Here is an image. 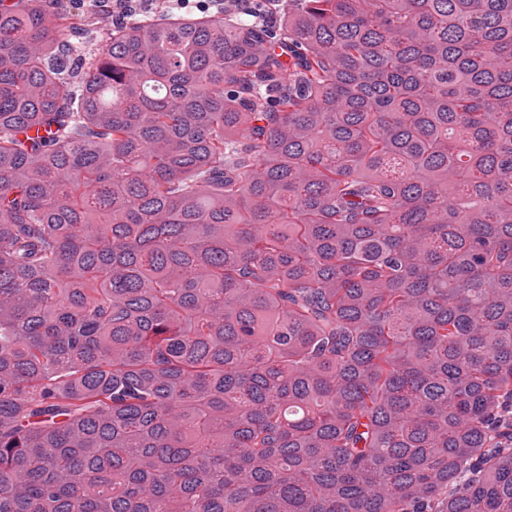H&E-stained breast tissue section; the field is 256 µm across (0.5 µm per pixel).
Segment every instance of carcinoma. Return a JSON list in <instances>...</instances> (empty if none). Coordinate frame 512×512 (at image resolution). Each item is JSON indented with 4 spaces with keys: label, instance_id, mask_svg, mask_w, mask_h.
I'll list each match as a JSON object with an SVG mask.
<instances>
[{
    "label": "carcinoma",
    "instance_id": "obj_1",
    "mask_svg": "<svg viewBox=\"0 0 512 512\" xmlns=\"http://www.w3.org/2000/svg\"><path fill=\"white\" fill-rule=\"evenodd\" d=\"M0 0V512H512V0ZM236 9L245 15L261 18L270 29L276 27L279 5L281 9L288 5V0H232ZM280 1V2H279ZM279 2V4L274 3Z\"/></svg>",
    "mask_w": 512,
    "mask_h": 512
}]
</instances>
